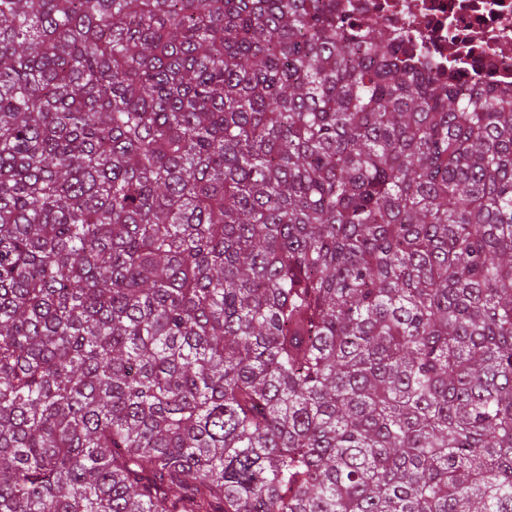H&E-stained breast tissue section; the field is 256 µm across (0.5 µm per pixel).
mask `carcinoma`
<instances>
[{"label":"carcinoma","instance_id":"carcinoma-1","mask_svg":"<svg viewBox=\"0 0 512 512\" xmlns=\"http://www.w3.org/2000/svg\"><path fill=\"white\" fill-rule=\"evenodd\" d=\"M0 512H512V95L342 0H0Z\"/></svg>","mask_w":512,"mask_h":512}]
</instances>
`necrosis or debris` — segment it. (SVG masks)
Wrapping results in <instances>:
<instances>
[{"mask_svg":"<svg viewBox=\"0 0 512 512\" xmlns=\"http://www.w3.org/2000/svg\"><path fill=\"white\" fill-rule=\"evenodd\" d=\"M356 16L408 31L474 89L512 92V0H351Z\"/></svg>","mask_w":512,"mask_h":512,"instance_id":"4bbe7bcc","label":"necrosis or debris"}]
</instances>
